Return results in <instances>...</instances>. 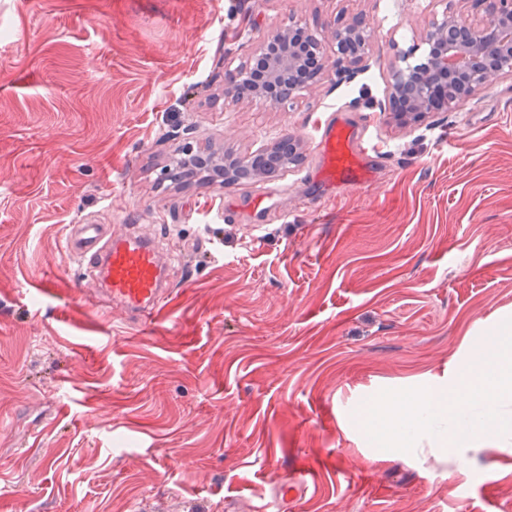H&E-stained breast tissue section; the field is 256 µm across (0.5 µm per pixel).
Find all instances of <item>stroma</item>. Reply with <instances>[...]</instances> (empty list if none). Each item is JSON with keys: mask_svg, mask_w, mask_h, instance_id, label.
<instances>
[{"mask_svg": "<svg viewBox=\"0 0 512 512\" xmlns=\"http://www.w3.org/2000/svg\"><path fill=\"white\" fill-rule=\"evenodd\" d=\"M475 0H0V512H248L322 469L288 512H512V453L380 455L359 412L452 384L512 318V75L399 128L379 110L399 52ZM369 22L353 75L233 101L262 33ZM376 180L309 174L337 116ZM290 135L276 176L170 182L186 152ZM232 215H225V208ZM155 237L174 303L93 317L69 224ZM50 280L53 295L28 284Z\"/></svg>", "mask_w": 512, "mask_h": 512, "instance_id": "stroma-1", "label": "stroma"}]
</instances>
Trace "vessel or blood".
<instances>
[{
  "label": "vessel or blood",
  "mask_w": 512,
  "mask_h": 512,
  "mask_svg": "<svg viewBox=\"0 0 512 512\" xmlns=\"http://www.w3.org/2000/svg\"><path fill=\"white\" fill-rule=\"evenodd\" d=\"M316 148L320 165L314 179L319 184L361 187L373 180L367 149L352 122L331 119L319 135ZM64 251L100 273L98 288L83 297L90 308H116L128 320L147 324L171 293L150 239L110 237L102 225L73 224L66 231Z\"/></svg>",
  "instance_id": "vessel-or-blood-1"
}]
</instances>
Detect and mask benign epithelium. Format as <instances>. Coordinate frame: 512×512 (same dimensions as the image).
Returning a JSON list of instances; mask_svg holds the SVG:
<instances>
[{"instance_id": "obj_1", "label": "benign epithelium", "mask_w": 512, "mask_h": 512, "mask_svg": "<svg viewBox=\"0 0 512 512\" xmlns=\"http://www.w3.org/2000/svg\"><path fill=\"white\" fill-rule=\"evenodd\" d=\"M486 5V17L474 19L457 14L443 15L432 22L424 37L426 53L417 63H410L417 48L398 54L391 70L388 104L380 105L390 123L411 127L441 108L453 110L481 87L512 75V0H476ZM336 45V71L360 61L363 49L352 53L350 40L366 45V31L357 18L333 31ZM263 60L262 70L250 74L245 83L253 84V94L271 105L279 103L273 92L279 88L278 77L294 74L304 66L323 72L327 60L320 41L306 28H276L260 37L255 48Z\"/></svg>"}]
</instances>
